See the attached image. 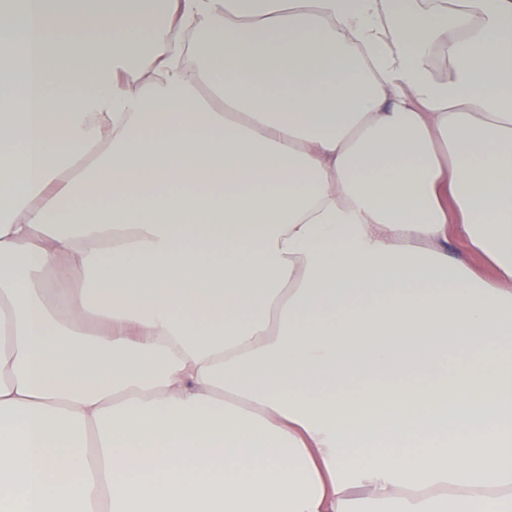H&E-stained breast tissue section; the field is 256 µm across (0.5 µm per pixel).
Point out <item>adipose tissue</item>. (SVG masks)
<instances>
[{
	"label": "adipose tissue",
	"instance_id": "adipose-tissue-1",
	"mask_svg": "<svg viewBox=\"0 0 512 512\" xmlns=\"http://www.w3.org/2000/svg\"><path fill=\"white\" fill-rule=\"evenodd\" d=\"M2 38L0 512H512V0H0ZM442 248L448 254L449 264L462 261L484 279L492 278V268L487 259L478 253L469 251L453 237H448V242L442 243Z\"/></svg>",
	"mask_w": 512,
	"mask_h": 512
}]
</instances>
